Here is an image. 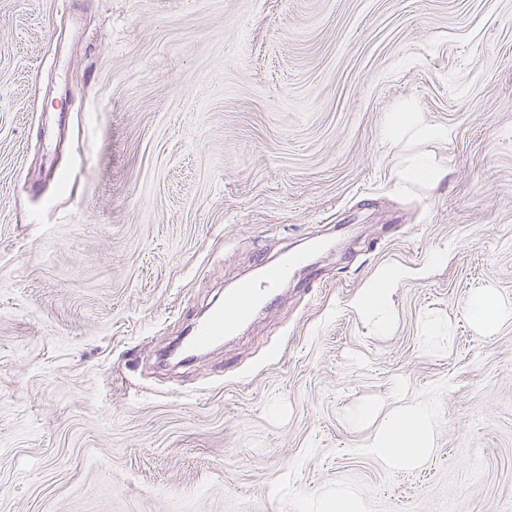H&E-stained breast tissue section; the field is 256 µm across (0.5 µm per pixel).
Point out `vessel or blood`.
Masks as SVG:
<instances>
[{"label": "vessel or blood", "instance_id": "obj_1", "mask_svg": "<svg viewBox=\"0 0 512 512\" xmlns=\"http://www.w3.org/2000/svg\"><path fill=\"white\" fill-rule=\"evenodd\" d=\"M289 268V263L285 262L269 270L262 282L242 283L232 295L225 298L220 308L195 327L192 345L202 348L220 340L248 320L259 306L271 305L275 290L287 276Z\"/></svg>", "mask_w": 512, "mask_h": 512}]
</instances>
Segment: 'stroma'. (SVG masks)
Wrapping results in <instances>:
<instances>
[{"instance_id":"stroma-1","label":"stroma","mask_w":512,"mask_h":512,"mask_svg":"<svg viewBox=\"0 0 512 512\" xmlns=\"http://www.w3.org/2000/svg\"><path fill=\"white\" fill-rule=\"evenodd\" d=\"M406 106L447 138L387 139ZM418 155L436 184L401 181ZM296 252L253 322L160 369ZM393 269L381 336L352 301ZM487 288L512 303V0H0V512H304L336 484L512 512ZM400 389L434 409L414 468L356 418ZM469 315L481 330L489 331L510 315V310L493 292L482 290L470 304Z\"/></svg>"}]
</instances>
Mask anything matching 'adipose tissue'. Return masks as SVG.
I'll return each mask as SVG.
<instances>
[{
    "label": "adipose tissue",
    "mask_w": 512,
    "mask_h": 512,
    "mask_svg": "<svg viewBox=\"0 0 512 512\" xmlns=\"http://www.w3.org/2000/svg\"><path fill=\"white\" fill-rule=\"evenodd\" d=\"M396 275L373 280L353 300L354 309L373 319L379 332H388L389 310L395 289ZM432 412L420 401L398 404L364 444L365 453L381 459L390 467L418 465L432 447Z\"/></svg>",
    "instance_id": "ef3b65f1"
}]
</instances>
